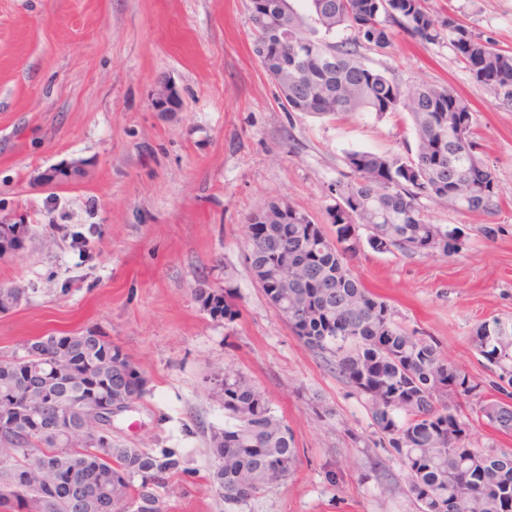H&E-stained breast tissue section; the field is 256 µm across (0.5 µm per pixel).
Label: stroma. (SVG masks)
Here are the masks:
<instances>
[{"label":"stroma","instance_id":"stroma-1","mask_svg":"<svg viewBox=\"0 0 512 512\" xmlns=\"http://www.w3.org/2000/svg\"><path fill=\"white\" fill-rule=\"evenodd\" d=\"M426 5L512 49V0ZM249 7L0 0V224L25 228L18 247L0 252V288L21 291L0 311V357L88 329L119 346L145 394L113 418V439L186 462L160 491L165 512H224L209 442L225 422L211 390L228 373L262 393L298 448L294 471L238 512H419L366 396L282 322L244 257L246 219L271 200L335 238L330 188L349 174L347 153L407 156L410 119L288 111L254 51ZM361 55L402 85H445L465 98L476 153L497 181L491 214L422 200L429 223L460 232L457 254L381 252L362 230L347 257L403 327L468 376L474 390L459 402L470 412L502 396L473 332L512 318V108L473 80L448 41L399 29L386 52ZM52 170L67 176L46 182ZM225 286L238 296L231 320L195 296ZM468 434L482 451L512 449V435L471 412Z\"/></svg>","mask_w":512,"mask_h":512}]
</instances>
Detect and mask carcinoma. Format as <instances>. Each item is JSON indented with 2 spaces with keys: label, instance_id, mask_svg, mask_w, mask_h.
I'll return each mask as SVG.
<instances>
[{
  "label": "carcinoma",
  "instance_id": "carcinoma-1",
  "mask_svg": "<svg viewBox=\"0 0 512 512\" xmlns=\"http://www.w3.org/2000/svg\"><path fill=\"white\" fill-rule=\"evenodd\" d=\"M251 0L255 53L280 88L290 112L339 116L405 112L415 134L405 158L355 151L346 156L349 179L332 188L336 241L310 217L271 201L249 219L245 258L277 315L311 349L329 354L336 372L368 396L373 424L389 435L408 470L410 492L423 512H512V450L486 453L467 443L468 423L448 394L474 386L436 346L401 326L391 305L351 275L345 257L358 228L379 251L459 252V235L426 221L420 200L446 201L460 212L497 207L494 174L472 180L486 163L476 153L469 104L446 86H401L366 66L359 48L383 51L393 27L429 43L448 40L480 85L512 107V51L469 30L454 16L436 18L425 0ZM339 28L354 31L341 48L325 41ZM281 45L262 54L266 39ZM201 305L228 319L237 315L230 288L196 292ZM481 356L512 385V320L492 318L474 330ZM145 393L139 373L101 333L42 336L24 352L0 359V512H164L157 491L183 461L112 440L104 404ZM234 420L212 433V473L226 506H241L284 479L297 460L293 436L245 378L224 375L212 389ZM71 398L79 409H59ZM476 414L512 434V402L482 399ZM96 436L76 447L75 429Z\"/></svg>",
  "mask_w": 512,
  "mask_h": 512
}]
</instances>
